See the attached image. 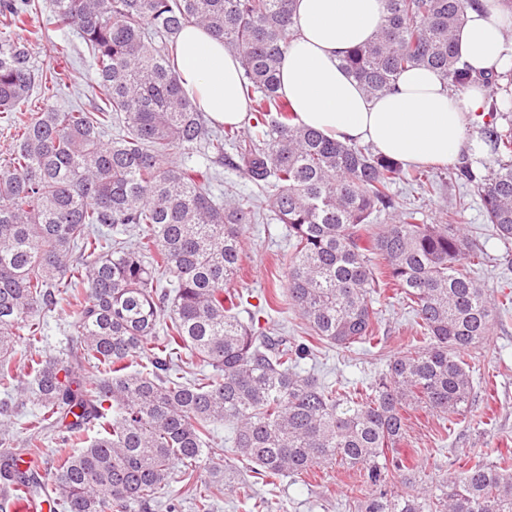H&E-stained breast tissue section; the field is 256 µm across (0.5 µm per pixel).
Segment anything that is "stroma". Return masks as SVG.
Wrapping results in <instances>:
<instances>
[{
	"mask_svg": "<svg viewBox=\"0 0 512 512\" xmlns=\"http://www.w3.org/2000/svg\"><path fill=\"white\" fill-rule=\"evenodd\" d=\"M47 15H39L38 25L47 29L46 39L33 54L37 66L66 68L75 82H83L88 62L84 48L78 47L75 29L49 27ZM76 44L75 57L64 61L55 57L54 44ZM397 202L417 208L420 223L432 224L440 216L449 195L463 197L467 207L462 215L466 234L485 253V263L477 278L489 287L492 296L512 294V242L501 241L488 224L481 197L473 185H451L450 190L421 199L416 187L404 183L391 189ZM288 227L261 214L246 225L244 252L238 278L232 287L262 302L268 288H283L288 263ZM373 307L381 331L377 346L364 350H342L319 345L313 357L301 360V371L324 383L370 387L386 371L389 358L419 336L410 310L393 293L382 294ZM471 365L480 382L473 391L470 409L453 420H441L427 409L407 414L403 446L419 455L423 468L419 479L428 483L454 477L476 460L497 461L512 457V316L496 321L492 334L472 353ZM370 487L353 470L332 466L315 470L307 483L283 477L262 486L246 480L225 489L216 498L215 512H355L354 498L368 496Z\"/></svg>",
	"mask_w": 512,
	"mask_h": 512,
	"instance_id": "obj_1",
	"label": "stroma"
}]
</instances>
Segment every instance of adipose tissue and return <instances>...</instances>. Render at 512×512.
I'll return each mask as SVG.
<instances>
[{
	"instance_id": "ef3b65f1",
	"label": "adipose tissue",
	"mask_w": 512,
	"mask_h": 512,
	"mask_svg": "<svg viewBox=\"0 0 512 512\" xmlns=\"http://www.w3.org/2000/svg\"><path fill=\"white\" fill-rule=\"evenodd\" d=\"M296 35L281 65V91L300 123L343 142H365L407 165L482 158L483 142L467 139L466 128L485 110L488 89L472 85L453 95L431 71L412 69L396 90L367 96L341 66L344 53L372 41L385 14L384 0H295ZM461 61L475 75L512 68V13L499 0H481L457 32ZM175 63L182 85L218 123L246 119L241 64L223 41L206 29H184Z\"/></svg>"
}]
</instances>
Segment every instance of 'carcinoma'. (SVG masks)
<instances>
[{
  "instance_id": "obj_1",
  "label": "carcinoma",
  "mask_w": 512,
  "mask_h": 512,
  "mask_svg": "<svg viewBox=\"0 0 512 512\" xmlns=\"http://www.w3.org/2000/svg\"><path fill=\"white\" fill-rule=\"evenodd\" d=\"M479 0H385L375 39L349 50L345 70L371 98L396 88L408 69L437 74L453 92L476 81L459 58L455 33ZM54 26L74 27L91 57V105H45L34 91L58 89L63 73L37 66L32 25L41 0H0V121L15 145L0 164V512L37 508L40 484L25 457L48 438L56 498L65 512H150L176 464L193 485L195 512H213L214 495L241 480L214 465L210 425L233 429L235 452L265 484L304 479L322 465L363 473L372 487L419 470L404 456V413L426 408L443 419L471 405L465 356L490 335L494 302L475 276L481 262L461 232L463 201L437 224L417 223L391 187L432 184L429 172L296 122L279 92L280 66L295 27L293 0H52ZM188 25L205 27L236 54L250 129H213L175 67ZM490 88L488 116L512 104ZM480 139L496 155L481 175L463 156L449 178L475 184L488 223L512 240V122L484 121ZM267 194V210L288 225V304L305 322L306 341L258 336L244 295L224 291L241 260L245 225L262 205L253 195L212 193L224 164ZM385 214L388 222L372 226ZM136 238L133 247L119 236ZM400 290L421 337L396 354L366 392L338 388L298 371L325 343L344 349L377 340L373 309L381 279ZM68 309L72 347L62 361L32 349L41 318ZM212 368L181 382L169 351ZM146 359L143 370L128 361ZM102 376H86L84 362ZM40 405L19 442L12 417L28 399ZM358 512H512V463L478 461L450 489L373 494Z\"/></svg>"
}]
</instances>
